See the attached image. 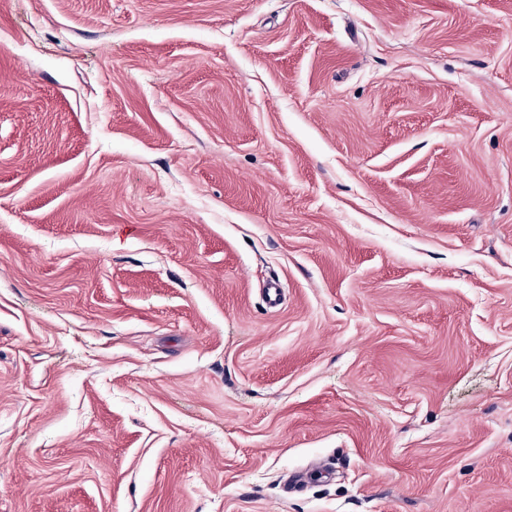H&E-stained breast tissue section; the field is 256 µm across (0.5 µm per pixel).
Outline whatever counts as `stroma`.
I'll return each instance as SVG.
<instances>
[{
    "mask_svg": "<svg viewBox=\"0 0 512 512\" xmlns=\"http://www.w3.org/2000/svg\"><path fill=\"white\" fill-rule=\"evenodd\" d=\"M0 512H512V0H0Z\"/></svg>",
    "mask_w": 512,
    "mask_h": 512,
    "instance_id": "stroma-1",
    "label": "stroma"
}]
</instances>
